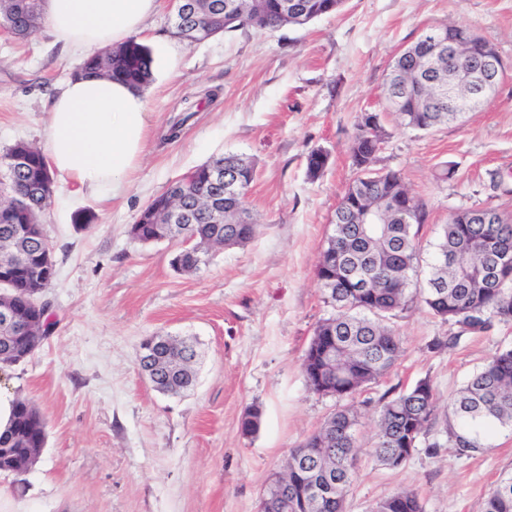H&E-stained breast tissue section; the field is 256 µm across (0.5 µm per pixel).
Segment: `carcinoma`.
I'll return each instance as SVG.
<instances>
[{"label":"carcinoma","mask_w":512,"mask_h":512,"mask_svg":"<svg viewBox=\"0 0 512 512\" xmlns=\"http://www.w3.org/2000/svg\"><path fill=\"white\" fill-rule=\"evenodd\" d=\"M291 2L314 21L339 11L344 0H238L236 17L212 21L209 28L218 34L291 25ZM41 12L42 0H0V25L25 37L39 24ZM443 30L462 47L458 63L468 64L467 31L446 26ZM172 32L188 45L206 35L192 17L174 19ZM413 48L414 53L394 59L383 98L387 103L398 98L393 113L399 125L428 131L454 119L448 111V53L420 42ZM152 64L150 48L132 39L106 55L87 57L81 71L140 90L153 79ZM383 134L380 125L361 122L353 136L351 160L357 176L336 208L333 233L317 267L320 288L336 307V314L317 324L302 361L313 392L332 387L341 399L354 398L395 366L401 343L387 320L416 299L434 315L460 327L445 339H434L433 349L455 347L462 333L488 330L495 320L512 322V221L503 217L499 224H476L472 211L456 212L444 225L434 251L423 259L418 244L419 226L426 216L423 205L398 173L372 174ZM20 153L26 162L17 167L11 158ZM328 161V153L312 151L307 157L308 177L318 179ZM227 166L236 171L238 192L216 200L224 211V223L217 224L207 204L214 194V174ZM253 174L252 163L235 154L196 167L187 182L182 220L176 224L157 221L168 201L166 190L141 211L129 230L131 239L149 243L194 237L201 251H177L172 266L182 273L199 271L211 251L245 246L255 238L258 225L239 223L247 211L244 199ZM0 178L25 197L23 205L0 212V246L28 254L24 274L36 277V256L51 246L41 231L23 240L15 238L14 227L39 220L45 211L43 186L48 176L43 154L26 143L7 148L0 154ZM367 211L379 212L382 223H360ZM11 302L19 310L29 309L25 279L15 281ZM196 356L194 345L184 339L156 352L152 363L157 365L158 385L174 395L188 390L195 381L192 364ZM380 402L374 452L383 465L397 468L411 458L437 419L434 389L425 378L390 398L382 396ZM358 424L357 407L345 405L292 449L282 472L288 486V510L272 505L265 512H343L356 475ZM444 425L448 444L459 458L482 453L496 430L512 428V346L496 350L450 401ZM46 439V421L38 409L25 399H14L9 426L0 434V449L25 456L28 449L45 445ZM328 481L334 482L333 496L323 498L317 508L309 506L308 487ZM373 512H422V506L414 491L402 489L377 502ZM483 512H512V477L489 492Z\"/></svg>","instance_id":"1"}]
</instances>
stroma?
I'll return each instance as SVG.
<instances>
[{
  "mask_svg": "<svg viewBox=\"0 0 512 512\" xmlns=\"http://www.w3.org/2000/svg\"><path fill=\"white\" fill-rule=\"evenodd\" d=\"M440 24L494 45L504 76L461 121L400 127L384 110L389 67ZM169 26L166 7L148 21L154 79L142 95L152 117L124 190L76 196L60 182L43 217L56 262L42 296L52 332L0 373V389L30 400L48 434L32 470L0 472V512H259L267 478L338 405L309 389L301 362L333 312L316 267L355 177L350 145L363 113H380L387 133L377 168L400 173L426 205L423 251L454 212L512 217V0H345L304 27L223 32L191 46ZM80 63L44 27L25 38L0 32V150L43 147L48 100ZM316 149L330 161L313 181L306 160ZM229 152L254 164L248 208L261 231L251 243L184 274L171 265L175 244L131 240V224L170 182ZM390 325L404 353L363 393L371 404L344 512H372L403 488L417 492L423 512H483L489 490L512 476V431L459 458L435 427L405 466L390 468L374 455V403L426 378L446 409L496 349L512 345V323L441 350L432 340L454 327L423 303ZM155 334L196 340L198 383L188 395L160 394L142 374L140 343ZM253 408L261 426L246 436L240 422Z\"/></svg>",
  "mask_w": 512,
  "mask_h": 512,
  "instance_id": "obj_1",
  "label": "stroma"
}]
</instances>
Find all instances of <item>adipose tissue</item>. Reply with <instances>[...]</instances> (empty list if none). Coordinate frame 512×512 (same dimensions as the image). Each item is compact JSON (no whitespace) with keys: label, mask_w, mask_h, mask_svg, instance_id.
Listing matches in <instances>:
<instances>
[{"label":"adipose tissue","mask_w":512,"mask_h":512,"mask_svg":"<svg viewBox=\"0 0 512 512\" xmlns=\"http://www.w3.org/2000/svg\"><path fill=\"white\" fill-rule=\"evenodd\" d=\"M162 0H43L53 41L83 56L140 39ZM150 114L145 100L118 81L78 76L55 94L46 122L52 174L83 194L120 191L135 168Z\"/></svg>","instance_id":"1"}]
</instances>
